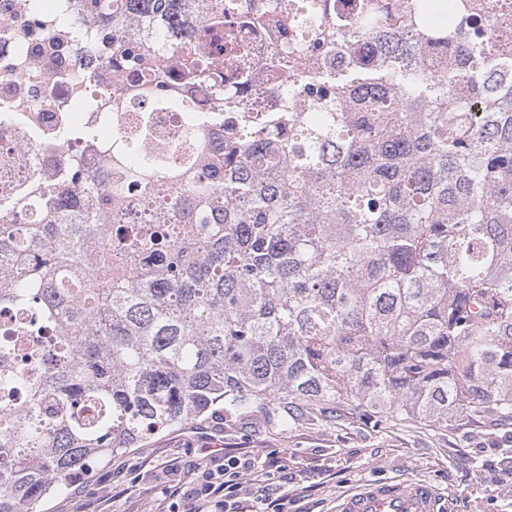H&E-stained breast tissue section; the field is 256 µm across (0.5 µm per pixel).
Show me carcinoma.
Returning a JSON list of instances; mask_svg holds the SVG:
<instances>
[{"instance_id":"carcinoma-1","label":"carcinoma","mask_w":512,"mask_h":512,"mask_svg":"<svg viewBox=\"0 0 512 512\" xmlns=\"http://www.w3.org/2000/svg\"><path fill=\"white\" fill-rule=\"evenodd\" d=\"M109 2L83 0L99 65L140 82L116 127L183 112L181 158L146 155L141 116L106 164L0 204V512L210 414L512 421V46L491 33L512 0H275L274 37L312 60L259 122L224 89L233 0ZM199 76L219 108L176 90ZM161 181L181 231L113 223Z\"/></svg>"}]
</instances>
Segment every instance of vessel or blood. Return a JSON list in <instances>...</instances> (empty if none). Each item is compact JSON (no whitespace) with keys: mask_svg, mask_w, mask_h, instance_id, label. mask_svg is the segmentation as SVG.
I'll list each match as a JSON object with an SVG mask.
<instances>
[{"mask_svg":"<svg viewBox=\"0 0 512 512\" xmlns=\"http://www.w3.org/2000/svg\"><path fill=\"white\" fill-rule=\"evenodd\" d=\"M435 489L423 482L367 481L345 496L338 512H436Z\"/></svg>","mask_w":512,"mask_h":512,"instance_id":"vessel-or-blood-1","label":"vessel or blood"}]
</instances>
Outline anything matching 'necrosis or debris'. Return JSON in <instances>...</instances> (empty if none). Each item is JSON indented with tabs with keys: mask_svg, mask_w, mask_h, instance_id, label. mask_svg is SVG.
<instances>
[{
	"mask_svg": "<svg viewBox=\"0 0 512 512\" xmlns=\"http://www.w3.org/2000/svg\"><path fill=\"white\" fill-rule=\"evenodd\" d=\"M271 0H237L238 14L228 15L245 54L242 65L250 70L244 101L253 115L261 116L280 105L282 69L276 59H304V51L268 38L265 27ZM29 0H0V200L12 197L34 175L60 166L71 158L70 147L49 148L57 131L70 125L69 104L75 93L93 82L95 92L112 89L113 78L98 73L92 52L96 26L84 14L81 0H57V14L34 18ZM80 31L82 40H64L55 15ZM148 207L131 199L113 213L118 224L135 223L142 210L169 221L181 199L166 184L155 183Z\"/></svg>",
	"mask_w": 512,
	"mask_h": 512,
	"instance_id": "obj_1",
	"label": "necrosis or debris"
}]
</instances>
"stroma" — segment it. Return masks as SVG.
Returning a JSON list of instances; mask_svg holds the SVG:
<instances>
[{
  "instance_id": "obj_1",
  "label": "stroma",
  "mask_w": 512,
  "mask_h": 512,
  "mask_svg": "<svg viewBox=\"0 0 512 512\" xmlns=\"http://www.w3.org/2000/svg\"><path fill=\"white\" fill-rule=\"evenodd\" d=\"M251 452L256 464L276 453L288 475L278 491L288 512H336L337 498L369 480L425 482L440 512H512V423L469 422L448 431L370 424H305L277 434L258 424L229 429L211 418L166 433L147 447L116 454L93 476L45 499L37 512H188L171 497L192 488L191 461Z\"/></svg>"
}]
</instances>
